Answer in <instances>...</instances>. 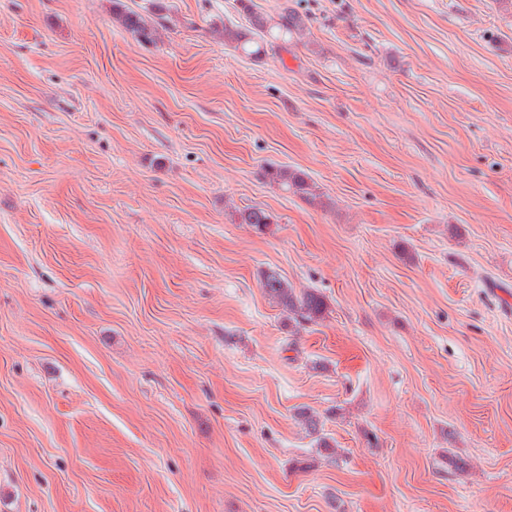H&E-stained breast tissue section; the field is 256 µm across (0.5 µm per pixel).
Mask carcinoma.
Masks as SVG:
<instances>
[{
	"mask_svg": "<svg viewBox=\"0 0 512 512\" xmlns=\"http://www.w3.org/2000/svg\"><path fill=\"white\" fill-rule=\"evenodd\" d=\"M120 0H113L112 21L140 42H155L159 37V22L154 18L118 6ZM237 8L245 15L246 24L232 21L224 23L219 40L244 55L260 59L267 55L277 40L284 42L307 29V18L283 0L275 11L269 12L256 5L254 0H236ZM268 181L280 190L297 195L308 204L323 206L317 186L303 173L286 166L270 167L265 171ZM233 216L240 224H250L260 229L273 223V216L264 208L251 206L235 209ZM265 294L282 311L298 322H315L321 319L327 309L324 298L316 291L298 290L280 274L269 272L261 282Z\"/></svg>",
	"mask_w": 512,
	"mask_h": 512,
	"instance_id": "carcinoma-1",
	"label": "carcinoma"
}]
</instances>
